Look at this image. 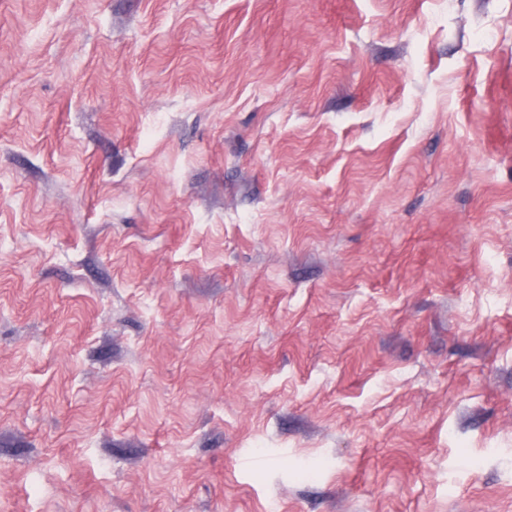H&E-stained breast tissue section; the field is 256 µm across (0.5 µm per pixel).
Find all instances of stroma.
<instances>
[{
	"label": "stroma",
	"instance_id": "1",
	"mask_svg": "<svg viewBox=\"0 0 512 512\" xmlns=\"http://www.w3.org/2000/svg\"><path fill=\"white\" fill-rule=\"evenodd\" d=\"M0 512H512V0H0Z\"/></svg>",
	"mask_w": 512,
	"mask_h": 512
}]
</instances>
